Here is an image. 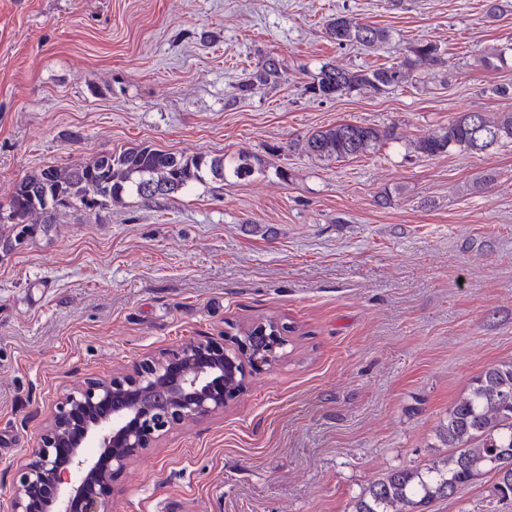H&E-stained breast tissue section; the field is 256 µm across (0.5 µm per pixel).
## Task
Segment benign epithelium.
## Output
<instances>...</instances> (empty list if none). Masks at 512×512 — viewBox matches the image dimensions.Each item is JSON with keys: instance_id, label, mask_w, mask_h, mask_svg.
Returning <instances> with one entry per match:
<instances>
[{"instance_id": "obj_1", "label": "benign epithelium", "mask_w": 512, "mask_h": 512, "mask_svg": "<svg viewBox=\"0 0 512 512\" xmlns=\"http://www.w3.org/2000/svg\"><path fill=\"white\" fill-rule=\"evenodd\" d=\"M284 344L241 352L259 364ZM245 378L238 354L216 344L189 342L162 359L144 360L110 378H88L59 398L37 448L17 470L12 512H106L114 472L150 447L154 437L186 419L224 410L239 392L227 376Z\"/></svg>"}]
</instances>
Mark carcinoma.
<instances>
[{
	"mask_svg": "<svg viewBox=\"0 0 512 512\" xmlns=\"http://www.w3.org/2000/svg\"><path fill=\"white\" fill-rule=\"evenodd\" d=\"M327 36L338 45L374 49L384 43L388 33L361 24L338 13L325 27ZM441 61V47L420 40L410 47L401 61L387 67L352 71L324 64L313 76L307 90L317 98L330 99L353 90L369 88L377 93L404 83L416 68ZM278 66L266 59L243 84L245 92L254 83L276 81ZM397 139L392 127L376 128L351 122L313 131L301 149L320 161L357 158ZM512 143V112L489 118L481 112H461L435 134L420 137L414 151L436 157L453 149L483 152L489 145ZM252 157L244 152L208 158L184 156L149 146L127 148L117 154H104L94 162L72 167L46 166L23 177L16 185L7 207L0 206V250L8 252L38 232H47L61 209L106 208L126 194L157 201L209 179L244 180L252 175ZM38 215L41 222L29 223ZM287 327L268 317L243 329L260 351L266 348L262 325ZM439 436L448 448L441 463L424 470L403 468L390 471L373 482L356 503L355 512H425L431 502L447 498L462 485L485 474H494L495 491L503 498L512 496V362L493 365L483 371L470 390L448 409V419Z\"/></svg>",
	"mask_w": 512,
	"mask_h": 512,
	"instance_id": "carcinoma-1",
	"label": "carcinoma"
}]
</instances>
